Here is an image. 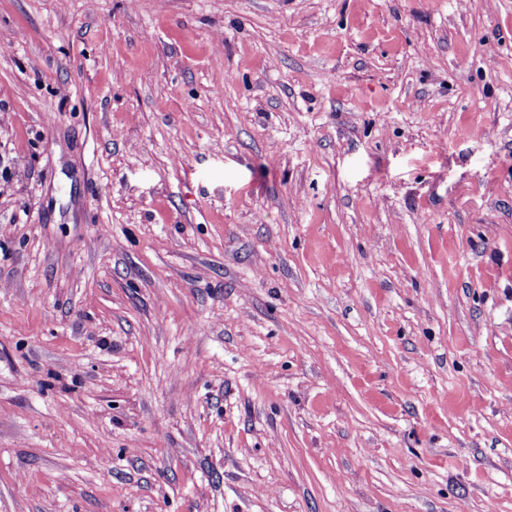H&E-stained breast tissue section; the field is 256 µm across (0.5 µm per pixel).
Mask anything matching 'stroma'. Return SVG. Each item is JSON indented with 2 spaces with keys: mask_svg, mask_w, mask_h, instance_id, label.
Instances as JSON below:
<instances>
[{
  "mask_svg": "<svg viewBox=\"0 0 512 512\" xmlns=\"http://www.w3.org/2000/svg\"><path fill=\"white\" fill-rule=\"evenodd\" d=\"M0 512H512V0H0Z\"/></svg>",
  "mask_w": 512,
  "mask_h": 512,
  "instance_id": "35a3bbf8",
  "label": "stroma"
}]
</instances>
